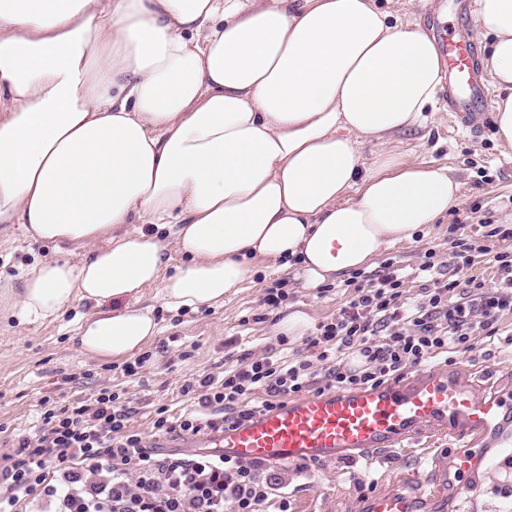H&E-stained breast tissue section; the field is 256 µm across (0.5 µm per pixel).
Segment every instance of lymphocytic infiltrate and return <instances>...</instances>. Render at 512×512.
Segmentation results:
<instances>
[{
    "mask_svg": "<svg viewBox=\"0 0 512 512\" xmlns=\"http://www.w3.org/2000/svg\"><path fill=\"white\" fill-rule=\"evenodd\" d=\"M493 235L489 244L452 240V257L471 271L466 281L440 277L433 260L420 263L421 297L411 303L402 299L399 266L362 274L354 296L308 337L306 354L245 357L222 376L192 379L182 389L187 403L159 408L154 429L219 433L286 396L377 386L435 353L475 348L512 312V228ZM473 251L491 263L493 282L473 274ZM259 391L265 398L257 402ZM41 420L38 437H18L0 456V512H29L33 502L56 512H256L273 491L257 462L152 454L107 388L80 405L44 409Z\"/></svg>",
    "mask_w": 512,
    "mask_h": 512,
    "instance_id": "obj_1",
    "label": "lymphocytic infiltrate"
}]
</instances>
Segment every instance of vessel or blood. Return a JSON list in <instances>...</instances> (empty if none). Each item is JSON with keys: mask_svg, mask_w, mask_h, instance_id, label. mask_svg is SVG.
Masks as SVG:
<instances>
[{"mask_svg": "<svg viewBox=\"0 0 512 512\" xmlns=\"http://www.w3.org/2000/svg\"><path fill=\"white\" fill-rule=\"evenodd\" d=\"M434 35L448 110L460 126L477 128L490 91L476 44L445 20L437 22ZM410 434L457 442L439 481L462 496L466 478L489 466L493 449L512 444V378L497 391L480 393L458 373L425 361L402 379L288 401L223 433L194 436L193 444L238 461L291 464L393 448ZM423 502L388 489L357 503L355 512H420Z\"/></svg>", "mask_w": 512, "mask_h": 512, "instance_id": "obj_1", "label": "vessel or blood"}]
</instances>
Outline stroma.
Masks as SVG:
<instances>
[{
	"label": "stroma",
	"instance_id": "stroma-1",
	"mask_svg": "<svg viewBox=\"0 0 512 512\" xmlns=\"http://www.w3.org/2000/svg\"><path fill=\"white\" fill-rule=\"evenodd\" d=\"M427 125L396 134L393 145L416 164L445 165L461 184L460 198L448 215L431 226L425 238L386 248L373 265L395 263L414 268L425 253L448 266V237L479 240L489 229L512 226V150L500 148L493 123L476 132L453 127L443 106L428 112ZM52 244L28 239L20 227L0 232V278L17 277L37 262L59 255ZM346 275L333 278V291L306 287L298 268L273 263L261 265L253 283L215 308L171 312L156 307L160 332L146 346L149 359L136 378L123 374L121 360L84 354L75 336L78 317L92 305H72L57 320L18 325L0 316V454L10 441L34 434L42 402L62 409L109 387L124 398L131 410L129 423L142 434L152 452L194 458L186 436H161L153 429L162 406L180 407L184 384L192 378L217 375L241 355L264 357L282 349L305 353L306 339L315 328L334 318L353 296ZM284 283L288 297L278 307L265 305L267 288ZM303 319L293 334L282 330L288 317ZM449 369L468 374L478 388L492 392L500 377L512 375V313L499 322V332L468 351L438 354ZM448 451L447 442L408 439L402 447L382 449L363 458L327 463L265 464L264 474L281 485L288 497V512H354L357 501L393 488L414 493L421 478H435V466ZM364 489H357L358 480ZM450 512H512V456L500 453L494 464L469 481L463 499H449Z\"/></svg>",
	"mask_w": 512,
	"mask_h": 512
}]
</instances>
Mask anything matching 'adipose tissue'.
Masks as SVG:
<instances>
[{"instance_id":"obj_1","label":"adipose tissue","mask_w":512,"mask_h":512,"mask_svg":"<svg viewBox=\"0 0 512 512\" xmlns=\"http://www.w3.org/2000/svg\"><path fill=\"white\" fill-rule=\"evenodd\" d=\"M473 14L510 150L512 0ZM441 82L434 39L376 0H0V226L66 248L0 282V313L92 303L79 345L120 360L158 334L145 288L196 311L262 260L311 288L369 267L459 199L448 166L389 142L426 123Z\"/></svg>"}]
</instances>
